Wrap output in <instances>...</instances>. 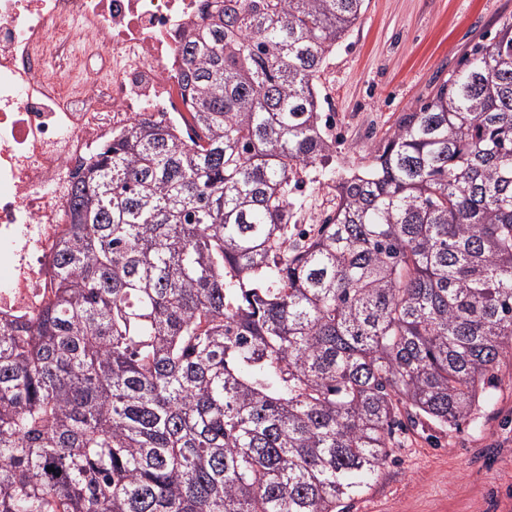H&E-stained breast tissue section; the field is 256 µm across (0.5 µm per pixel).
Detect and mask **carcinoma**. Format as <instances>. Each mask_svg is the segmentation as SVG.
<instances>
[{"instance_id":"cac0c4a2","label":"carcinoma","mask_w":512,"mask_h":512,"mask_svg":"<svg viewBox=\"0 0 512 512\" xmlns=\"http://www.w3.org/2000/svg\"><path fill=\"white\" fill-rule=\"evenodd\" d=\"M211 3L193 137L135 118L72 186L42 314L0 320V512H343L408 431L495 403L512 19L338 173L316 81L365 0ZM315 172L304 174V182L297 196L304 200L305 207L295 214L296 224H319L333 206L334 187L315 182ZM330 186V187H329Z\"/></svg>"}]
</instances>
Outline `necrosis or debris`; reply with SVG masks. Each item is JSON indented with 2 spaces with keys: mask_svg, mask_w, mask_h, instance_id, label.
I'll return each mask as SVG.
<instances>
[{
  "mask_svg": "<svg viewBox=\"0 0 512 512\" xmlns=\"http://www.w3.org/2000/svg\"><path fill=\"white\" fill-rule=\"evenodd\" d=\"M203 0H0V317L34 320L52 296L66 199L93 156L141 114L181 124L176 35Z\"/></svg>",
  "mask_w": 512,
  "mask_h": 512,
  "instance_id": "1",
  "label": "necrosis or debris"
}]
</instances>
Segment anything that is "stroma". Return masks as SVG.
<instances>
[{"mask_svg": "<svg viewBox=\"0 0 512 512\" xmlns=\"http://www.w3.org/2000/svg\"><path fill=\"white\" fill-rule=\"evenodd\" d=\"M512 16V0H369L317 80L323 119L336 141L333 166L364 165L402 113L419 108L474 43ZM300 224H318L335 190L305 174ZM496 403L470 423L410 431L396 461L348 512H512V354L502 359Z\"/></svg>", "mask_w": 512, "mask_h": 512, "instance_id": "stroma-1", "label": "stroma"}]
</instances>
